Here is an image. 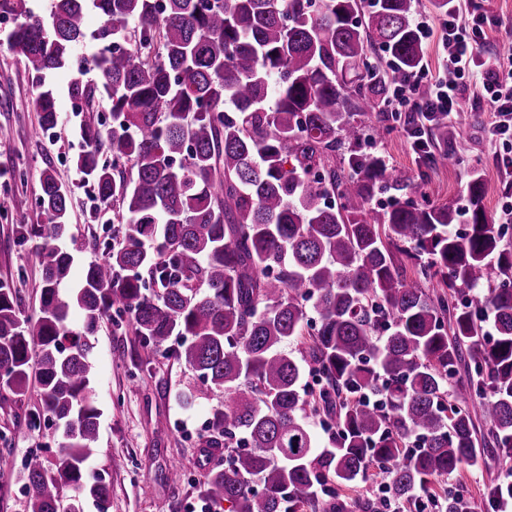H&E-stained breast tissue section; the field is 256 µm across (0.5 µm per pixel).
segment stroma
<instances>
[{
    "mask_svg": "<svg viewBox=\"0 0 512 512\" xmlns=\"http://www.w3.org/2000/svg\"><path fill=\"white\" fill-rule=\"evenodd\" d=\"M11 27V22L0 21V127L10 132L9 141L0 144V286L17 295L27 318L38 315L43 287V256L28 240L27 230L42 221L37 197L44 168H52L72 191L69 233L75 239V262L62 292L76 286L85 265L103 258L119 227L95 220L90 189L81 184L74 165L85 148L83 124L104 117L101 104L78 110L66 92L70 79L96 80L88 63L93 43L78 44L69 68L56 76L58 123L44 132L34 108L31 77L6 45ZM468 100L469 111L454 119L462 135L460 163L425 168L400 129L389 136L383 151L393 165L411 175L417 193L440 205L461 204L471 167L484 169V206L496 215L506 201L502 158L512 149L490 146V108L480 96L472 94ZM475 112L480 121L472 120ZM127 321L126 315L109 313L91 338L92 385L102 416L87 471L110 484V512H185L187 503L199 501V489L209 473L224 466L223 456H210L206 450L211 411L224 395H193L197 378L177 357L180 337H171L161 347L147 346L133 335ZM37 391V386H30L22 401L0 409V454L8 453L12 461L10 468L0 471V512H27L25 459L34 451L52 457L61 442L54 429L34 430L24 423L37 402ZM175 469L181 471V481L171 480ZM511 472L512 460L490 457L480 467L439 479L433 488H463L471 503L483 508L487 486Z\"/></svg>",
    "mask_w": 512,
    "mask_h": 512,
    "instance_id": "obj_1",
    "label": "stroma"
}]
</instances>
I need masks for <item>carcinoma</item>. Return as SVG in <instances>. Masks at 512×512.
I'll return each instance as SVG.
<instances>
[{"instance_id":"obj_1","label":"carcinoma","mask_w":512,"mask_h":512,"mask_svg":"<svg viewBox=\"0 0 512 512\" xmlns=\"http://www.w3.org/2000/svg\"><path fill=\"white\" fill-rule=\"evenodd\" d=\"M415 3L54 0L41 16L28 0H0L44 131L58 120L53 77L86 38L87 13L103 19L92 34L97 81L75 78L68 94L107 103L111 122L83 125L75 166L121 225L63 297L74 258L57 242L72 197L42 170L44 221L28 230L42 241L40 315L20 319L0 289V387L25 395L36 367L40 404L26 426L45 419L63 439L51 462L25 461L29 512H83L87 499L110 508L111 486L86 462L101 417L89 335L112 310L147 345L182 337L195 392L224 390L210 440L224 444V468L201 493L229 512H381L346 494L374 465L398 512L437 499L466 512L462 490L439 496L432 480L486 455L512 459V248L485 209V173L472 172L462 213L414 197L377 150L401 121L386 111L390 87L424 62ZM428 131L446 150L427 166L459 159L454 123L434 114ZM102 145L112 161L100 160ZM381 189L400 195L378 206ZM73 305L82 333L66 324ZM304 335L298 360L285 345ZM305 365L314 394L301 385ZM474 394L485 396L490 448L477 447ZM306 405L334 428L333 447L317 450L298 414ZM412 437L422 446L407 454ZM328 483L319 497L314 485ZM487 497L512 500V482Z\"/></svg>"}]
</instances>
